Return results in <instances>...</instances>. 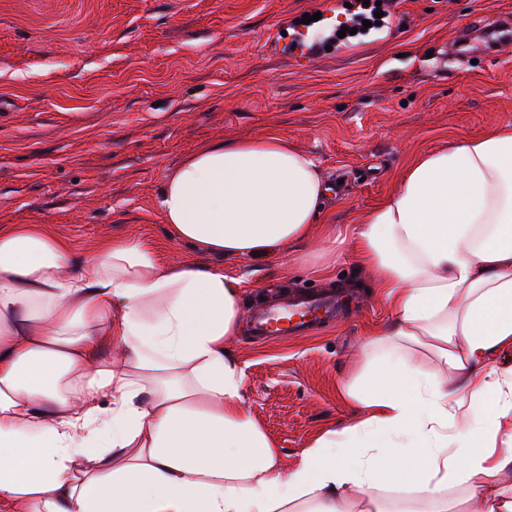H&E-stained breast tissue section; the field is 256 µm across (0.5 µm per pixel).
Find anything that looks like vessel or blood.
Instances as JSON below:
<instances>
[{
  "label": "vessel or blood",
  "mask_w": 512,
  "mask_h": 512,
  "mask_svg": "<svg viewBox=\"0 0 512 512\" xmlns=\"http://www.w3.org/2000/svg\"><path fill=\"white\" fill-rule=\"evenodd\" d=\"M288 54L301 67L312 64L315 54L305 32H297L288 43ZM334 294L307 292L290 301L272 304L257 310L253 316L254 330L260 336H294L305 328L335 312Z\"/></svg>",
  "instance_id": "b4317fda"
}]
</instances>
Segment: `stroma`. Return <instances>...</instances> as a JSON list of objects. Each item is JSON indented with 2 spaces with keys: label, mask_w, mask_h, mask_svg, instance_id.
Instances as JSON below:
<instances>
[{
  "label": "stroma",
  "mask_w": 512,
  "mask_h": 512,
  "mask_svg": "<svg viewBox=\"0 0 512 512\" xmlns=\"http://www.w3.org/2000/svg\"><path fill=\"white\" fill-rule=\"evenodd\" d=\"M344 2L331 20L323 0H0V225H53L80 255L128 236L166 263L223 265L249 275L248 312L310 285L352 290L310 335L245 328L231 342L288 469L347 423L342 385L389 311L347 242L240 260L173 239L158 208L167 173L202 144L277 134L319 161L347 228L417 152L512 122V44L455 50L474 22L512 16V0H390L380 25L341 38ZM306 14L322 51L302 69L271 38Z\"/></svg>",
  "instance_id": "obj_1"
}]
</instances>
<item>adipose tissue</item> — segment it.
<instances>
[{"mask_svg":"<svg viewBox=\"0 0 512 512\" xmlns=\"http://www.w3.org/2000/svg\"><path fill=\"white\" fill-rule=\"evenodd\" d=\"M328 193L270 134L190 151L159 210L251 259L334 235ZM349 237L391 317L355 419L288 471L228 351L245 276L123 236L79 264L50 226L1 225L0 512H512V368L490 362L512 344V124L418 153Z\"/></svg>","mask_w":512,"mask_h":512,"instance_id":"1","label":"adipose tissue"}]
</instances>
